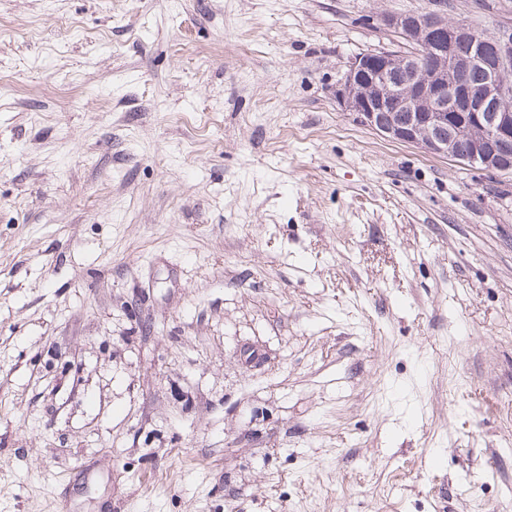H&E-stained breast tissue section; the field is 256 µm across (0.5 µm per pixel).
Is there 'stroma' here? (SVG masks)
Instances as JSON below:
<instances>
[{
    "mask_svg": "<svg viewBox=\"0 0 512 512\" xmlns=\"http://www.w3.org/2000/svg\"><path fill=\"white\" fill-rule=\"evenodd\" d=\"M427 12L0 0V512H512V174L333 96Z\"/></svg>",
    "mask_w": 512,
    "mask_h": 512,
    "instance_id": "1",
    "label": "stroma"
}]
</instances>
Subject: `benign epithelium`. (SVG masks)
Wrapping results in <instances>:
<instances>
[{"mask_svg":"<svg viewBox=\"0 0 512 512\" xmlns=\"http://www.w3.org/2000/svg\"><path fill=\"white\" fill-rule=\"evenodd\" d=\"M400 51L360 53L334 94L378 136L489 173H512V28L485 37L441 13L385 14ZM479 69L484 79L458 82Z\"/></svg>","mask_w":512,"mask_h":512,"instance_id":"obj_1","label":"benign epithelium"}]
</instances>
